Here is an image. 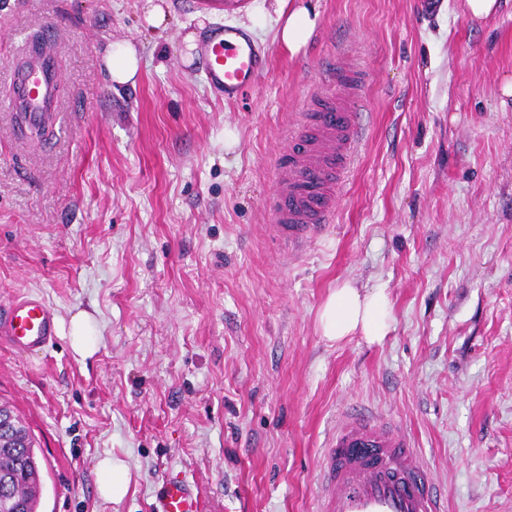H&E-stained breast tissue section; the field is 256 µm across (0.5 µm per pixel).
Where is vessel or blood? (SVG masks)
Instances as JSON below:
<instances>
[{"label": "vessel or blood", "instance_id": "1", "mask_svg": "<svg viewBox=\"0 0 512 512\" xmlns=\"http://www.w3.org/2000/svg\"><path fill=\"white\" fill-rule=\"evenodd\" d=\"M265 65L250 37L226 25L204 48L210 85L225 100L242 98L257 84ZM330 86L313 88L308 111L288 133V148L276 163L277 181L269 208L274 237L300 250L333 223L334 192L355 161L366 123L364 75L347 51L330 55ZM60 84L55 52L32 41L11 80V111L23 113L20 135L43 124L57 125ZM57 334L53 310L40 298L14 299L0 313V339L19 350L41 349ZM316 512H445V499L412 438L373 413L346 417L329 438L317 474ZM195 484L174 476L155 494L152 512H201Z\"/></svg>", "mask_w": 512, "mask_h": 512}]
</instances>
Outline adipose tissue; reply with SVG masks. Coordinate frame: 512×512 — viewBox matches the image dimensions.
<instances>
[{"mask_svg": "<svg viewBox=\"0 0 512 512\" xmlns=\"http://www.w3.org/2000/svg\"><path fill=\"white\" fill-rule=\"evenodd\" d=\"M393 321L386 288H361L350 280L338 283L331 290L317 319L319 331L328 341L338 343L359 336L370 344L382 342L390 333ZM97 470L100 496L112 502L121 500L130 484L128 463L108 454L98 460Z\"/></svg>", "mask_w": 512, "mask_h": 512, "instance_id": "adipose-tissue-1", "label": "adipose tissue"}]
</instances>
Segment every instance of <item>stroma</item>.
I'll return each mask as SVG.
<instances>
[{"label": "stroma", "mask_w": 512, "mask_h": 512, "mask_svg": "<svg viewBox=\"0 0 512 512\" xmlns=\"http://www.w3.org/2000/svg\"><path fill=\"white\" fill-rule=\"evenodd\" d=\"M0 0V89L26 38L60 47L65 124L45 153L0 104V302L35 294L57 336L0 345V404L35 443L38 512H150L180 475L205 512H314L316 472L344 412L414 440L447 512H512V0L476 23L464 0H310L291 53L276 0ZM232 22L268 54L228 103L201 51ZM132 45L116 85L110 45ZM346 48L366 75L367 134L336 217L302 256L272 237V169L323 61ZM344 279L385 285L382 343L336 344L317 314ZM98 329L88 357L69 319ZM130 487L100 498L96 464ZM317 14L311 15L304 5L300 4L286 16L284 23L277 28L276 37L290 52H297L310 39L315 26ZM105 66L113 83H136L140 60L132 46H110L105 55ZM92 320L84 311H77L70 317L71 346L75 353L83 357L91 355L96 349V342L90 328ZM97 470L100 475L99 495L108 501H120L129 489L128 463L124 459L107 454L97 461Z\"/></svg>", "instance_id": "stroma-1"}]
</instances>
